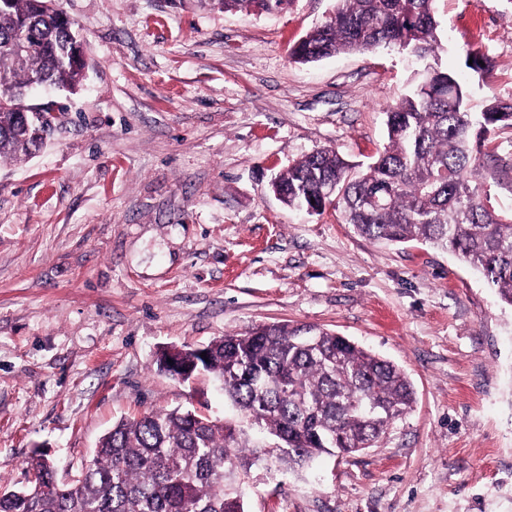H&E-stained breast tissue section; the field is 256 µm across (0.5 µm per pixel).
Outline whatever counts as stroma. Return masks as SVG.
<instances>
[{"label": "stroma", "mask_w": 512, "mask_h": 512, "mask_svg": "<svg viewBox=\"0 0 512 512\" xmlns=\"http://www.w3.org/2000/svg\"><path fill=\"white\" fill-rule=\"evenodd\" d=\"M84 41L61 123L0 164V486L63 477L123 418L230 417L218 381L156 364L267 323L326 328L399 365L415 402L377 444L299 475L259 468L247 512H512V307L426 244L289 209L270 181L332 149L370 163L426 63L396 47L300 64L336 0L271 13L220 0H60ZM434 64L474 108L512 99V0H437ZM478 49L494 61L479 78Z\"/></svg>", "instance_id": "35a3bbf8"}]
</instances>
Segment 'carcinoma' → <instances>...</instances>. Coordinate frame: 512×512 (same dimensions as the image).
<instances>
[{
	"label": "carcinoma",
	"mask_w": 512,
	"mask_h": 512,
	"mask_svg": "<svg viewBox=\"0 0 512 512\" xmlns=\"http://www.w3.org/2000/svg\"><path fill=\"white\" fill-rule=\"evenodd\" d=\"M287 0H224V9L271 11ZM436 0H336V9L293 48L299 63L394 45L418 57L440 48ZM74 22L59 0H0V163L33 154L48 130L33 91L74 90L85 60ZM468 69L488 74L493 60L470 51ZM388 145L366 168L334 150L303 156L275 177L292 208L336 210L376 242H419L478 270L512 306V210L494 189H512V152L493 135L512 131V100L470 111L458 77L433 69L426 86L389 108ZM336 180V196L320 188ZM197 350H164L175 377L208 372L245 416L213 420L174 408L120 420L91 463L71 481L48 458L28 462L27 483L0 492V512H246L244 489L258 465L298 471L323 454L373 447L409 412L412 384L399 366L345 336L272 323L226 334ZM177 368H168V360Z\"/></svg>",
	"instance_id": "carcinoma-1"
}]
</instances>
